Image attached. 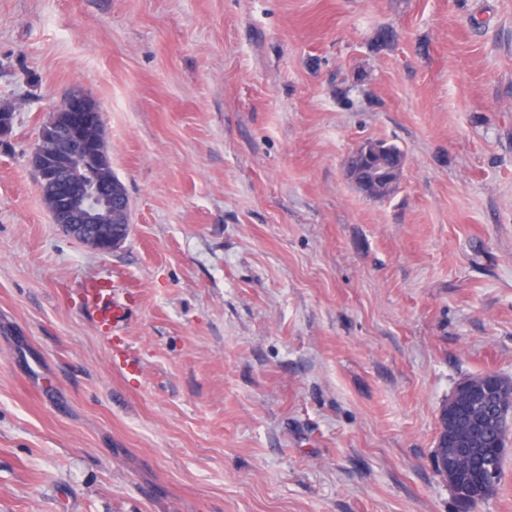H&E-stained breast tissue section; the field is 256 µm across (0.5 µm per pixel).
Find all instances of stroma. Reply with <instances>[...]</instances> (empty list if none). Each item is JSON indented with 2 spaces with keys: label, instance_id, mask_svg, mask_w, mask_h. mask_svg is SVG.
Instances as JSON below:
<instances>
[{
  "label": "stroma",
  "instance_id": "stroma-1",
  "mask_svg": "<svg viewBox=\"0 0 512 512\" xmlns=\"http://www.w3.org/2000/svg\"><path fill=\"white\" fill-rule=\"evenodd\" d=\"M100 105L124 245L31 156ZM0 512H461L465 378L512 380V0H0ZM383 140L396 191L344 161ZM130 291L120 369L78 293Z\"/></svg>",
  "mask_w": 512,
  "mask_h": 512
}]
</instances>
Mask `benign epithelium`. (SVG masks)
Here are the masks:
<instances>
[{"mask_svg": "<svg viewBox=\"0 0 512 512\" xmlns=\"http://www.w3.org/2000/svg\"><path fill=\"white\" fill-rule=\"evenodd\" d=\"M102 113L97 102L81 90L68 96L56 124L55 147H43L44 136L33 156V168L40 192L50 199L47 205L51 218L61 229L90 248L110 253L120 248L130 232V219L120 224H99L94 210L101 203L112 204L115 213L129 212V200L120 181L110 174L111 163L103 149ZM80 166L87 178L79 183L68 179V170ZM469 405L470 415L452 414L458 404ZM494 405L499 430H512V394L495 374H486L474 384L469 380L456 388L451 402L441 407L439 430L432 454V465L438 476L452 482L465 466L481 477L479 498L495 486L504 448H468L482 426L481 412Z\"/></svg>", "mask_w": 512, "mask_h": 512, "instance_id": "obj_1", "label": "benign epithelium"}]
</instances>
